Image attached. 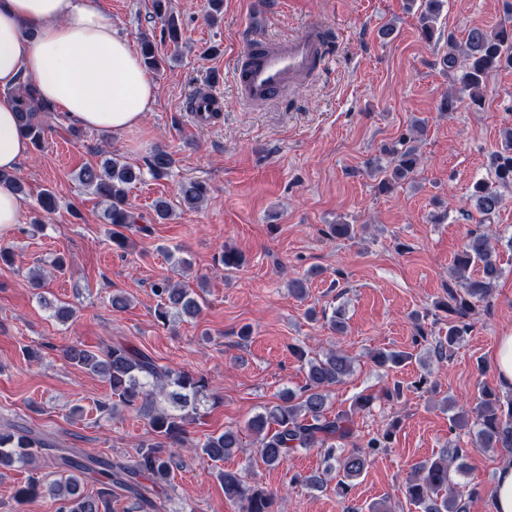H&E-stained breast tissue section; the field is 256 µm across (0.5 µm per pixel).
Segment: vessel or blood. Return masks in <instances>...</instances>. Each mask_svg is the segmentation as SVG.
<instances>
[{"instance_id": "b4317fda", "label": "vessel or blood", "mask_w": 512, "mask_h": 512, "mask_svg": "<svg viewBox=\"0 0 512 512\" xmlns=\"http://www.w3.org/2000/svg\"><path fill=\"white\" fill-rule=\"evenodd\" d=\"M332 35L313 26L295 35H269L248 42L233 62L232 77L240 99L258 106L272 101L285 89L304 86L326 67Z\"/></svg>"}]
</instances>
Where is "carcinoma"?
Here are the masks:
<instances>
[{"label":"carcinoma","mask_w":512,"mask_h":512,"mask_svg":"<svg viewBox=\"0 0 512 512\" xmlns=\"http://www.w3.org/2000/svg\"><path fill=\"white\" fill-rule=\"evenodd\" d=\"M155 10L164 27L165 37L172 43L179 40L178 17L172 0H154ZM444 0H421L420 23L426 38L433 36ZM142 58L149 69L160 70L164 59L155 55L152 43L145 41ZM442 69L460 74L458 93L445 94L440 111L451 114L460 100L467 98L473 106H481L485 77L499 69L512 68V28L486 29L472 27L458 52L452 48L441 58ZM18 121L32 144L41 142L44 128L39 114L50 105L39 100L33 84L17 89ZM389 166L383 174L380 188L387 191L407 180L419 163L415 148L407 146L390 150ZM174 165L172 154L162 147L154 148L145 158V167L119 163L113 157L95 165L83 166L78 182L102 198L107 207L108 223L123 227L137 223V217L127 209L126 188L143 178L144 172L163 177ZM494 181H478L469 196L475 210L484 219L496 215L504 204L499 187L512 186V128L503 131L501 147L490 157ZM179 203L198 209L205 202L207 189L198 180L182 181L178 185ZM502 269L496 258L492 234L473 232L456 253L452 276L446 286L447 298L437 307L448 313V333L434 339L433 354L438 360L452 356L456 347L473 327L479 314V304L489 309V298L500 279ZM159 299L156 316L166 324L172 317L196 318L200 303L195 294L161 279L153 286ZM294 354L303 361L305 383L300 394L293 392L280 402L267 406L247 423L248 431L260 437L259 457L268 467L282 465L291 452L298 449H318L337 463V489L346 494L350 481L359 478L371 459L390 447L392 430L387 428L345 454L336 455V448L353 438V422L347 413H332L328 406V391L352 373V361L344 354L330 350L310 356L302 349ZM62 358L89 374L100 377L109 386V394L97 401L98 412L113 415L121 409H136L148 418L152 438L142 442L130 459L114 461L101 455H91L78 448H62L43 434L32 429L19 432L0 429V469L26 468L30 471L23 486L17 489L18 502L35 498L42 491L58 503L56 512H109L112 496L123 491L132 498L134 509L144 512L154 508L152 496L163 493L170 481L178 449L187 445L188 422L195 419L199 396L208 394L209 382L203 375L174 370L159 363L141 349L122 343L105 345L91 351L80 344L62 350ZM380 368L390 370L401 366L409 355L403 351L378 350L372 356ZM475 413L477 446L484 449L512 448V395L505 398L490 389L481 393ZM240 447L239 431L226 429L211 434L191 449L203 463L222 462ZM45 451L57 468L58 478L44 485L35 472V456ZM467 456V449L454 446L448 453L433 460L417 463L405 483V496L417 512H462L450 476L453 464ZM224 486V496L239 504L242 512H274V494L261 487L254 478L240 470L217 471ZM98 485L94 494L83 491L84 484Z\"/></svg>","instance_id":"carcinoma-1"}]
</instances>
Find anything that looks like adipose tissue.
I'll return each mask as SVG.
<instances>
[{
    "mask_svg": "<svg viewBox=\"0 0 512 512\" xmlns=\"http://www.w3.org/2000/svg\"><path fill=\"white\" fill-rule=\"evenodd\" d=\"M33 79L43 99L85 128L121 133L152 110L157 84L96 0H0V170L30 153L14 90Z\"/></svg>",
    "mask_w": 512,
    "mask_h": 512,
    "instance_id": "adipose-tissue-1",
    "label": "adipose tissue"
}]
</instances>
